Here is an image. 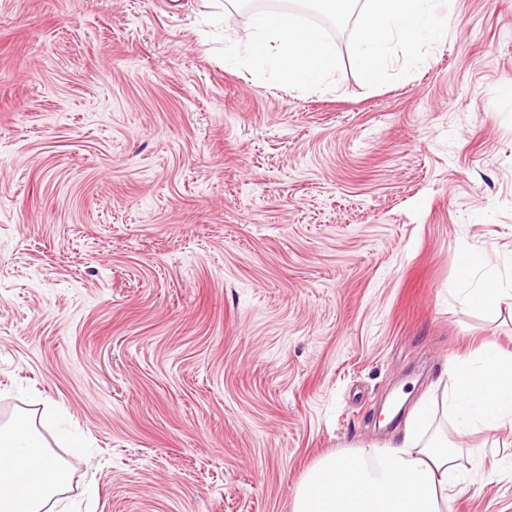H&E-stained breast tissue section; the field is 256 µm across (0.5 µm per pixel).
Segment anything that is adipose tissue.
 Wrapping results in <instances>:
<instances>
[{
  "mask_svg": "<svg viewBox=\"0 0 512 512\" xmlns=\"http://www.w3.org/2000/svg\"><path fill=\"white\" fill-rule=\"evenodd\" d=\"M467 305L512 307V272L500 274L486 254L458 256ZM442 413L456 433L512 427V351L496 343L476 347L455 362L444 385ZM399 445L356 448L319 459L296 489L292 512H447L463 480L459 450L441 429L424 434L426 406L411 414ZM69 480L27 422L0 429V512H44Z\"/></svg>",
  "mask_w": 512,
  "mask_h": 512,
  "instance_id": "ef3b65f1",
  "label": "adipose tissue"
}]
</instances>
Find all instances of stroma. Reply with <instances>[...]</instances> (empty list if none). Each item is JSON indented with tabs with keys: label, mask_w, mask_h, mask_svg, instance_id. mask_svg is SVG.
I'll use <instances>...</instances> for the list:
<instances>
[{
	"label": "stroma",
	"mask_w": 512,
	"mask_h": 512,
	"mask_svg": "<svg viewBox=\"0 0 512 512\" xmlns=\"http://www.w3.org/2000/svg\"><path fill=\"white\" fill-rule=\"evenodd\" d=\"M412 74L327 92L226 69L208 0H0V426L28 419L77 512H291L321 457L398 439L512 310V0H450ZM59 415L62 438L44 430ZM449 512H512V429ZM458 267L463 284L458 297L466 305L499 309L502 305L512 307V262L504 277L490 267L487 255L463 251L458 256ZM481 274L475 282L477 276ZM474 284L473 288H469Z\"/></svg>",
	"instance_id": "1"
}]
</instances>
